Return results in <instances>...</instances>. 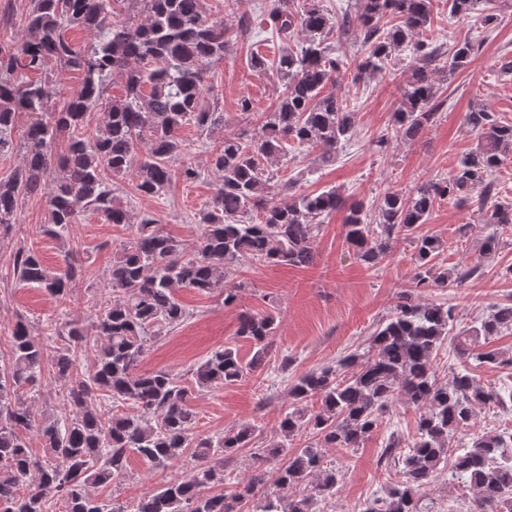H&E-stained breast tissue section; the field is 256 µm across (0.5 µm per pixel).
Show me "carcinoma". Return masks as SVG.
Instances as JSON below:
<instances>
[{
  "instance_id": "obj_1",
  "label": "carcinoma",
  "mask_w": 512,
  "mask_h": 512,
  "mask_svg": "<svg viewBox=\"0 0 512 512\" xmlns=\"http://www.w3.org/2000/svg\"><path fill=\"white\" fill-rule=\"evenodd\" d=\"M143 18L118 20L112 0H30L25 22L31 38L0 40V152L12 149L18 116L36 114L24 132L22 165L0 178V239L11 235L24 201L45 191L46 223L40 233L64 249L63 265L46 266L32 248L14 254L13 276L64 302L73 284L91 277L88 258L71 246L72 227L86 212L131 230L132 241L100 291L110 300L95 310L93 331L67 320L57 331L51 356L28 321L18 318L10 330L8 365L0 366V512H47L59 500L64 512H128L119 500L104 499L97 487L125 478L135 454L153 467H167L190 456L191 471L142 497L134 512H316L336 497L342 473L326 461L330 448H360L384 423L395 401L417 410L415 432L393 437L383 456L393 461L398 479L355 512H423L421 502L442 464L454 461L452 475L473 491L470 512H512V429L483 432L465 445L456 437L474 427L480 409L512 404V390L483 386L468 370L447 381L437 379L434 360L453 322V307L399 294L394 310L378 323L370 345L334 364L303 374L290 386L288 409L275 439L257 444L259 426L243 423L214 440L196 433L195 391L239 382L265 365L277 331L270 311L239 314L238 336L253 345L244 361L235 346L211 350L191 369L185 385L165 370L142 372L147 341L187 317L177 293L190 288L238 299L241 286L226 287L228 273L247 263L310 265L319 219L347 208L343 231L356 258L369 268L382 264L397 241L414 245L416 288H446L473 279L481 261L464 269L438 262L445 248L437 236H417L419 225L441 200L455 205L478 198L493 228L483 242L484 257L497 252L503 236H512V202L496 199L489 176L512 159V124L475 108L463 122L480 133L477 148L446 180H426L408 195L388 192L375 217L366 205L346 204L338 190L275 201L267 195L265 168L286 145L318 148L323 163L336 159L349 140L354 113L347 102L323 93L340 70L327 43L336 21L305 0H274L268 23L284 39L302 34L279 54L276 70L284 91L275 109L254 128L224 132L209 164L220 184L203 211L204 232L194 250L164 234L149 214L135 215L113 195L112 178L133 173L136 189L159 196L172 183L171 161L185 150L179 131L193 123L214 131L221 112L201 107L206 75L230 48L224 20L206 17L202 0H138ZM434 0H358L357 13L342 17L341 27L357 24L366 56L354 80L383 70L392 53L409 47L421 65L401 89L394 131L414 140L437 114L433 63L441 48L417 36L432 27ZM81 27L95 37L78 46L67 36ZM475 48L453 46L443 68L454 75L473 61ZM50 60L83 75L81 86L64 104L56 100L55 80L28 78ZM120 73L125 94L108 104L95 136L84 132L86 114L104 97V78ZM62 149H55L59 141ZM147 152L138 156V145ZM512 330V303L500 305L479 324L455 337L460 358L490 365H512V358L485 348L490 339ZM93 354V369L79 367ZM67 389L65 412L34 410L45 370ZM127 403L137 412L103 417L100 397ZM39 439L43 454L30 445ZM240 448L250 451L248 475L231 480L226 459ZM220 487L221 493L212 489Z\"/></svg>"
}]
</instances>
